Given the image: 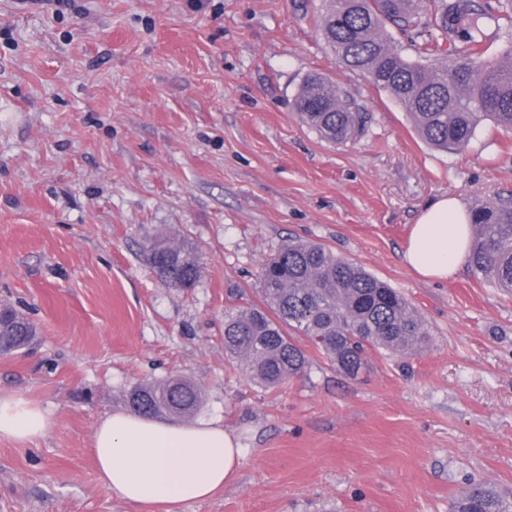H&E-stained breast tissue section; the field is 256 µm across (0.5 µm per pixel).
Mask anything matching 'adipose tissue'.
I'll use <instances>...</instances> for the list:
<instances>
[{"label": "adipose tissue", "mask_w": 512, "mask_h": 512, "mask_svg": "<svg viewBox=\"0 0 512 512\" xmlns=\"http://www.w3.org/2000/svg\"><path fill=\"white\" fill-rule=\"evenodd\" d=\"M471 239L469 211L444 196L413 224L403 260L419 276L445 281L468 261ZM51 422L49 411L25 397H0V439H38ZM92 452L100 480L138 506L207 500L234 477L242 455L220 422H168L131 412L99 422Z\"/></svg>", "instance_id": "1"}]
</instances>
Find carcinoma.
<instances>
[{
    "mask_svg": "<svg viewBox=\"0 0 512 512\" xmlns=\"http://www.w3.org/2000/svg\"><path fill=\"white\" fill-rule=\"evenodd\" d=\"M320 31L343 66L367 75L410 114L429 144L465 148L479 122L512 129V48L496 61H479L490 28L512 34V0H324ZM392 25L411 32L424 62L405 58L387 34ZM437 32L428 39L422 29ZM299 120L323 140L340 145L364 132L359 107L318 73L305 76L294 98ZM470 263L474 272L512 292V203L474 205ZM149 262L159 279L189 288L199 265L189 246L149 240ZM265 307L241 308L224 319V353L239 361L254 383L277 387L304 372L301 338L321 350L340 371L355 376L371 348L401 356L421 353L431 332L410 302L358 264L316 243L289 240L261 266ZM298 332L290 336L284 327ZM34 324L5 306L0 310V352L30 347ZM132 411L148 417H190L202 394L189 380L133 386ZM453 512H512V498L473 482Z\"/></svg>",
    "mask_w": 512,
    "mask_h": 512,
    "instance_id": "cac0c4a2",
    "label": "carcinoma"
}]
</instances>
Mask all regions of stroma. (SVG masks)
Segmentation results:
<instances>
[{
	"instance_id": "35a3bbf8",
	"label": "stroma",
	"mask_w": 512,
	"mask_h": 512,
	"mask_svg": "<svg viewBox=\"0 0 512 512\" xmlns=\"http://www.w3.org/2000/svg\"><path fill=\"white\" fill-rule=\"evenodd\" d=\"M79 4L0 0V306L37 328L29 352L0 355V394L53 418L0 440V512H140L100 482L94 432L134 385L176 376L243 453L212 498L153 512H450L474 480L512 492V293L403 261L433 200L512 199V130L426 143L337 62L322 0ZM314 72L356 101L362 136L334 145L300 123ZM157 235L193 244L192 287L156 276ZM291 239L395 288L428 348L369 350L353 378L310 345L303 375L253 384L224 353V316L262 305L261 265Z\"/></svg>"
}]
</instances>
